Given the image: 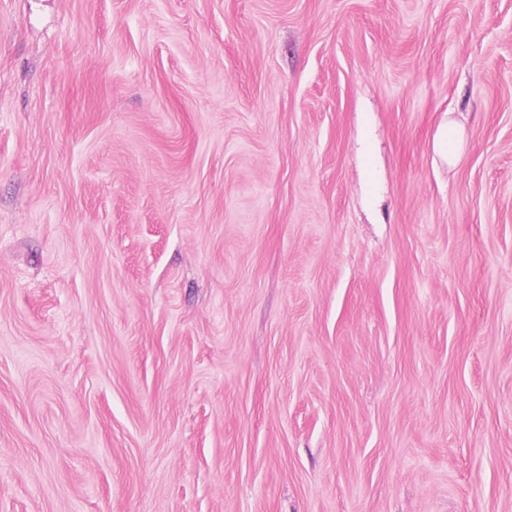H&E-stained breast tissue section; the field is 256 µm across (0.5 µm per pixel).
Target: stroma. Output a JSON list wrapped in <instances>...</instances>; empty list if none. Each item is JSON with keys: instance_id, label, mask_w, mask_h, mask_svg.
Instances as JSON below:
<instances>
[{"instance_id": "35a3bbf8", "label": "stroma", "mask_w": 512, "mask_h": 512, "mask_svg": "<svg viewBox=\"0 0 512 512\" xmlns=\"http://www.w3.org/2000/svg\"><path fill=\"white\" fill-rule=\"evenodd\" d=\"M0 512H512V0H0ZM463 147V132L452 120H444L435 135L436 154L445 162L453 163Z\"/></svg>"}]
</instances>
